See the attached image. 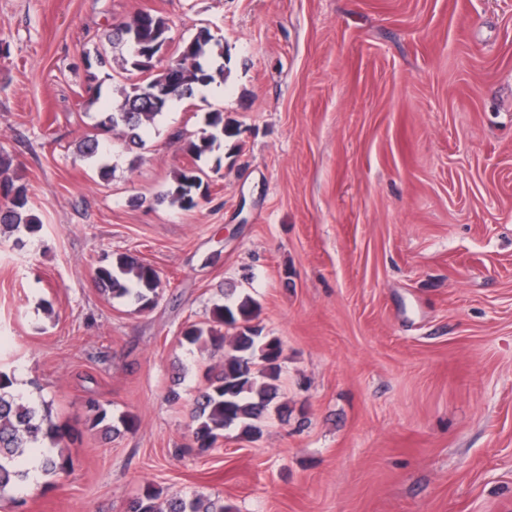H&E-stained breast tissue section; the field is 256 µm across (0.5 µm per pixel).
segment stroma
Returning a JSON list of instances; mask_svg holds the SVG:
<instances>
[{"label":"stroma","instance_id":"obj_1","mask_svg":"<svg viewBox=\"0 0 512 512\" xmlns=\"http://www.w3.org/2000/svg\"><path fill=\"white\" fill-rule=\"evenodd\" d=\"M210 28L225 81L164 110L143 147L77 153L84 58L113 21ZM0 149L41 233L0 232V370L76 438L66 473L0 512H127L151 484L230 512H512V0H0ZM220 109L237 136L193 160ZM197 166L209 190L158 203ZM161 280L144 311L94 272ZM279 340L254 440L191 451L219 359L183 343L226 291ZM97 399L108 419L91 427ZM79 155L95 164L102 176H107L111 170L109 151L97 138L83 141L78 147ZM95 276L101 291L112 293L113 298H125L139 311L149 309L159 296V274L128 255L99 266Z\"/></svg>","mask_w":512,"mask_h":512}]
</instances>
